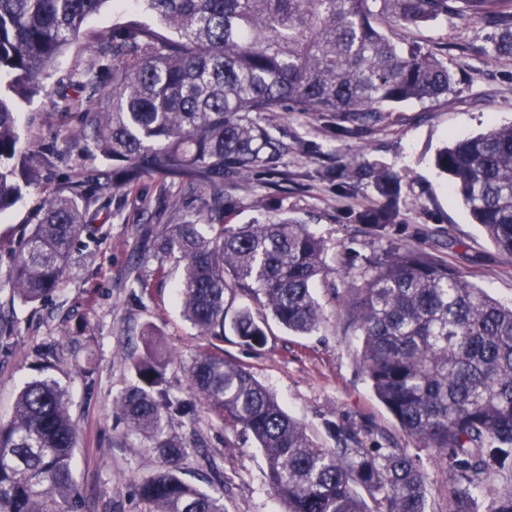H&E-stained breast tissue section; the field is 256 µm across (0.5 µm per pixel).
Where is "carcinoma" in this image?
<instances>
[{
    "instance_id": "obj_1",
    "label": "carcinoma",
    "mask_w": 512,
    "mask_h": 512,
    "mask_svg": "<svg viewBox=\"0 0 512 512\" xmlns=\"http://www.w3.org/2000/svg\"><path fill=\"white\" fill-rule=\"evenodd\" d=\"M108 0H0V81L24 98L47 78L83 24ZM163 28L133 23L112 44V89L91 66L77 81L93 104L77 116L80 158L103 161L47 197L15 252L6 283L26 304L60 288L70 253L87 228V207L147 175L211 190L224 209V177L252 173L288 146L260 117L288 106L332 112L358 124L396 104L448 94L457 73L417 46L400 51L380 29L391 17L417 26L460 12L494 24L495 56L512 59V0H142ZM56 165L49 150L19 148L12 101L0 96V214ZM449 191L498 250L512 258V125L454 138L435 157ZM380 204L357 220L380 231L399 217L400 177L350 163ZM157 250L183 262L178 300L204 336L225 328L256 348L266 331L247 308L230 311L228 291L262 305L299 335L318 330L316 282L334 272L326 242L288 218L262 224H174ZM342 318L361 336L359 366L401 430L430 449L450 485L448 512H512V305L491 298L470 275L399 246L360 285L346 289ZM134 360L136 381L114 400L130 433L146 438L167 469L139 486L154 512H226L223 493L185 480L189 446L169 430L189 414L164 388L155 333ZM192 394L221 424L250 433L283 512H428L427 476L406 449L369 447L361 428L326 423L325 448L290 417L254 373L205 349L193 359ZM78 431L66 394L51 377L26 383L12 418L0 421V512H77L73 471Z\"/></svg>"
}]
</instances>
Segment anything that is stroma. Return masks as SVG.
I'll use <instances>...</instances> for the list:
<instances>
[{
	"label": "stroma",
	"mask_w": 512,
	"mask_h": 512,
	"mask_svg": "<svg viewBox=\"0 0 512 512\" xmlns=\"http://www.w3.org/2000/svg\"><path fill=\"white\" fill-rule=\"evenodd\" d=\"M131 20L158 25L138 5L121 10L104 4L86 21L82 39L61 55L39 93L16 99L22 146L48 149L63 154L64 160L0 215V279L36 224L43 199L77 171L73 128L77 113L89 103L78 86L59 87V75L110 63L112 35ZM496 33L495 27L454 12L416 28L393 24L391 35L400 46L418 43L443 54L463 73L453 91L431 102L397 106L359 125L340 122L329 112L277 113L267 122L286 152L270 168L226 179L223 212L212 209L207 188L145 177L135 190L113 188L111 198L90 207L87 221L93 236L75 248L68 275L51 299L26 304L0 287V316L15 327L8 346L0 345V421L10 418L26 382L47 373L60 383L80 433L74 472L82 512H150L136 486L161 470V459L147 440L127 436L113 412L117 394L135 381L132 361L143 354L141 334L149 327L165 349L166 385L172 395L191 398L193 358L203 348H223L226 359L247 366L324 445L332 443L326 431L330 421L371 425V445L382 435L392 436L399 447L419 457L428 475L431 512H448L446 480L435 458L401 431L359 372L361 339L345 328L339 301L326 286L315 290L326 314L316 333L288 332L261 303L237 292L229 295V304L250 307L257 320L266 322V343L252 349L229 331L218 340L200 335L184 319L174 301L182 262L175 254H157L153 240L175 223L236 225L289 217L325 240L336 279L368 276L373 262L402 244L451 263L491 297L511 304L512 261L449 193L447 176L435 167L437 151L451 137L512 123V60L492 56ZM355 160L386 166L401 177L398 221L383 231L357 220L379 203L371 184L326 177ZM40 351L56 357L49 372L38 364ZM87 361L92 371L85 374L81 368ZM170 429L193 450L184 464L185 479L203 489L223 490L226 512H280L266 484L263 454L250 434L220 426L200 403L191 417L174 418Z\"/></svg>",
	"instance_id": "obj_1"
}]
</instances>
